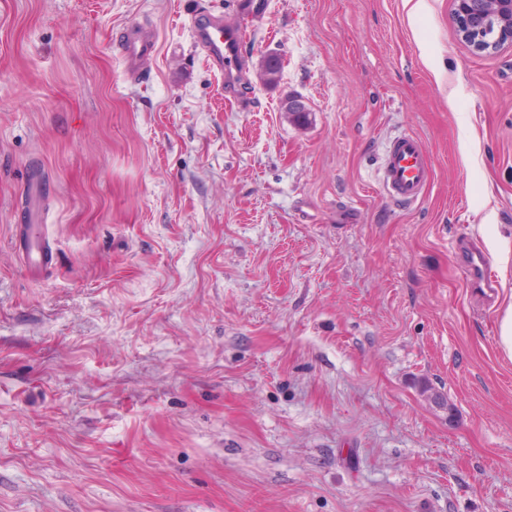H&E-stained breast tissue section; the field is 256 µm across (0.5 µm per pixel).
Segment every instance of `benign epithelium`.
<instances>
[{
	"label": "benign epithelium",
	"instance_id": "benign-epithelium-1",
	"mask_svg": "<svg viewBox=\"0 0 512 512\" xmlns=\"http://www.w3.org/2000/svg\"><path fill=\"white\" fill-rule=\"evenodd\" d=\"M453 19L460 39L476 55L512 44V0H491L488 16L469 9L471 0H453Z\"/></svg>",
	"mask_w": 512,
	"mask_h": 512
}]
</instances>
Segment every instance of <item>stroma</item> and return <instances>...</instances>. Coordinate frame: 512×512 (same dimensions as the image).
I'll list each match as a JSON object with an SVG mask.
<instances>
[{
    "instance_id": "1",
    "label": "stroma",
    "mask_w": 512,
    "mask_h": 512,
    "mask_svg": "<svg viewBox=\"0 0 512 512\" xmlns=\"http://www.w3.org/2000/svg\"><path fill=\"white\" fill-rule=\"evenodd\" d=\"M268 2L0 0V512H512V45L472 54L451 0ZM404 131L409 207L378 185ZM194 42L209 65L224 75V92L235 95L239 71L231 65L239 54L240 31L235 25L224 24V17L208 10L197 11L188 20ZM122 34L115 48L123 61L125 75L131 82H140L146 74L142 64L155 52V37L150 29L138 24L130 25ZM432 173L421 141L405 133L395 137L386 150L380 185L390 200L411 206L425 194ZM37 224H28L25 235L16 242L22 255L24 269L29 274H36L52 263V251L42 239ZM468 275L481 288H494L496 280L487 269L486 260L480 252L473 251L465 261Z\"/></svg>"
}]
</instances>
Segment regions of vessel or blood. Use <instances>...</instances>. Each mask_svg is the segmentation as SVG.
<instances>
[{
	"label": "vessel or blood",
	"instance_id": "b4317fda",
	"mask_svg": "<svg viewBox=\"0 0 512 512\" xmlns=\"http://www.w3.org/2000/svg\"><path fill=\"white\" fill-rule=\"evenodd\" d=\"M188 27L194 42L201 49L210 66L223 75L226 94H236L239 72L233 62L239 54L240 31L237 26L225 24L221 15L202 10L192 14ZM156 49L152 31L145 26L133 24L117 41L126 77L133 82L141 81L145 73L143 62ZM432 181V165L421 141L411 134L395 137L389 144L380 185L386 197L398 204L409 206L418 201ZM16 247L22 255L24 269L36 274L49 266L53 260L37 226L28 225L25 235ZM466 269L474 283L482 288L493 287L495 280L487 269L486 260L480 252H471Z\"/></svg>",
	"mask_w": 512,
	"mask_h": 512
}]
</instances>
